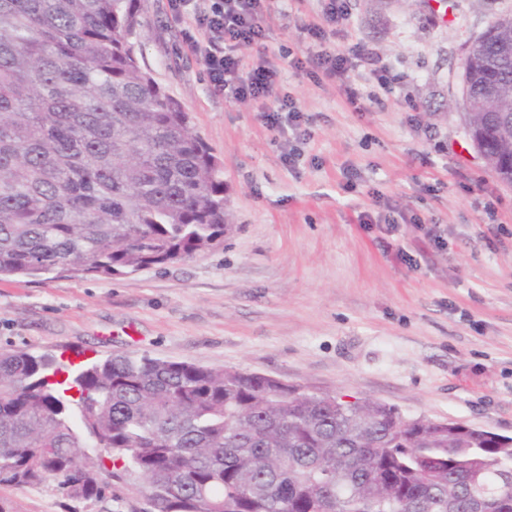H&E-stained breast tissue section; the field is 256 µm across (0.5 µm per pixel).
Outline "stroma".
Segmentation results:
<instances>
[{
	"instance_id": "stroma-1",
	"label": "stroma",
	"mask_w": 512,
	"mask_h": 512,
	"mask_svg": "<svg viewBox=\"0 0 512 512\" xmlns=\"http://www.w3.org/2000/svg\"><path fill=\"white\" fill-rule=\"evenodd\" d=\"M321 5L264 4L266 61L309 120L302 141L215 92L170 0H140L139 63L221 162L232 228L123 276L1 280L0 351L232 368L512 436V188L473 147L460 104L464 48L512 0H349L331 43L367 46L399 82L385 96L357 81L359 112L279 55L311 43ZM0 497L13 512L107 510L50 481Z\"/></svg>"
}]
</instances>
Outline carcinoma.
Listing matches in <instances>:
<instances>
[{
  "label": "carcinoma",
  "mask_w": 512,
  "mask_h": 512,
  "mask_svg": "<svg viewBox=\"0 0 512 512\" xmlns=\"http://www.w3.org/2000/svg\"><path fill=\"white\" fill-rule=\"evenodd\" d=\"M138 0H0V278L122 276L231 229L218 158L137 57ZM512 185V13L470 60ZM143 512H512V442L243 372L0 352V488Z\"/></svg>",
  "instance_id": "1"
}]
</instances>
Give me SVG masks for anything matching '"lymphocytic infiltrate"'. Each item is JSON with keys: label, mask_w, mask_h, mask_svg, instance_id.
I'll return each mask as SVG.
<instances>
[{"label": "lymphocytic infiltrate", "mask_w": 512, "mask_h": 512, "mask_svg": "<svg viewBox=\"0 0 512 512\" xmlns=\"http://www.w3.org/2000/svg\"><path fill=\"white\" fill-rule=\"evenodd\" d=\"M264 0H170L172 12L201 31L203 40L193 41L194 50L207 66L215 90L225 97L264 102L261 119L269 129L283 131L291 128L297 138L306 140L309 129L301 125L302 114L291 96L274 93L277 73L264 65L245 66L241 47L263 44L266 30L263 26ZM318 22L309 24L308 31L314 45L308 46L303 56L292 57L291 66L306 70L309 76H324L342 82L350 104L359 101L351 73L355 63H363L370 76L384 92H392L395 81L379 58L365 47H356L353 53L330 48L326 44L328 31L342 26L347 17V0H322Z\"/></svg>", "instance_id": "f902f5d3"}]
</instances>
